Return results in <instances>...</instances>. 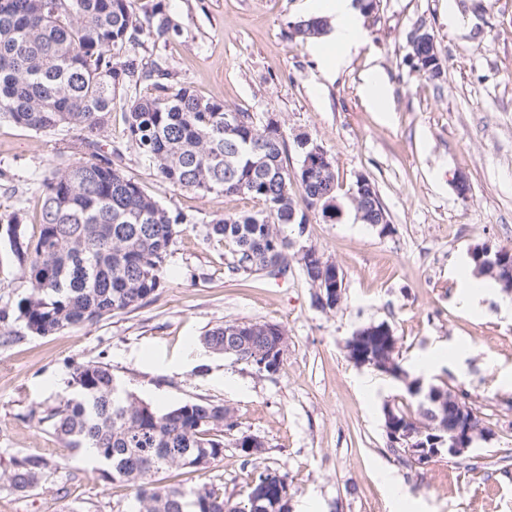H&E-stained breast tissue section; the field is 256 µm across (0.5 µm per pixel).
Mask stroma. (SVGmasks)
<instances>
[{
	"instance_id": "35a3bbf8",
	"label": "stroma",
	"mask_w": 512,
	"mask_h": 512,
	"mask_svg": "<svg viewBox=\"0 0 512 512\" xmlns=\"http://www.w3.org/2000/svg\"><path fill=\"white\" fill-rule=\"evenodd\" d=\"M178 24L167 43L145 41V60L163 58L176 80L199 95L247 112L276 116L297 172L296 137L308 134L332 158L342 214L289 227L294 248L314 247L343 274L336 309L315 304L297 258L285 278L242 285L226 275L222 241L205 235L213 219L261 209L247 196L181 191L127 146L122 113L101 136L102 152L123 150V173L169 211L194 215L171 247L166 284L148 303L93 324L0 347V512H129L133 487L101 475L39 419L71 397L74 364H108L136 397L166 407L204 401L229 408L224 454L204 477L172 468L164 484L191 489L205 480L235 500L252 472L236 447L251 435L262 465L288 477L290 512H512V312L499 297L468 313L460 278L477 244L512 248V0H377L363 19L366 42L347 67L325 75L306 43L291 38L304 0H138ZM425 24L443 76L431 80L410 60L408 36ZM380 69L390 113L362 97L369 69ZM81 156L72 130L35 132L0 120V219L19 214L40 229L38 186ZM366 176L389 227L360 224L352 200ZM467 194H458V180ZM228 322L279 324L288 337L281 372L260 374L206 349L205 332ZM388 323L405 369L428 361L426 384L469 394L491 436L471 452L473 469L439 459L407 465L389 449L383 407L418 403L397 381L355 366L345 342L361 327ZM18 454L60 462L30 493L3 474Z\"/></svg>"
}]
</instances>
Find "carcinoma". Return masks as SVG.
<instances>
[{
	"label": "carcinoma",
	"instance_id": "1",
	"mask_svg": "<svg viewBox=\"0 0 512 512\" xmlns=\"http://www.w3.org/2000/svg\"><path fill=\"white\" fill-rule=\"evenodd\" d=\"M179 33L161 10L137 11L135 0H0V119L35 132L73 129L85 158L53 170L40 185V231L26 232L14 217L0 226L9 260L29 284L16 303L0 307V346L28 336L52 335L135 308L163 288L171 246L193 216L164 208L141 183L102 156L101 132L122 110L127 143L171 186L224 196L247 195L264 205L255 213L216 218L206 237L224 240L229 281L259 273L272 278L288 268L293 245L288 226L309 223L305 210L290 219L294 182L286 163L282 128L257 125L246 112L175 81L161 63L138 55L141 37L167 43ZM148 84V96L129 91ZM336 174L311 170L302 191L306 210L336 219ZM314 288L336 284L332 267L306 261ZM205 347L254 366L267 347L258 328L241 337L236 323L208 331ZM367 353L398 361L384 341ZM74 394L41 418L66 447L90 452L102 474L137 488L133 512H283L285 476L254 466L249 490L235 503L206 483L187 492L156 486L152 477L170 468L204 474L224 452L228 411L212 403L160 408L116 388L111 369L78 363L68 381ZM418 416L455 425L454 408L418 403ZM52 465L41 456H16L9 487L25 493ZM263 498L260 508L252 505Z\"/></svg>",
	"mask_w": 512,
	"mask_h": 512
}]
</instances>
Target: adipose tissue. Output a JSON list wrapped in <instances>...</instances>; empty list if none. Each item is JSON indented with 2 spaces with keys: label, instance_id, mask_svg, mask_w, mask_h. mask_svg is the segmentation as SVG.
<instances>
[{
  "label": "adipose tissue",
  "instance_id": "adipose-tissue-1",
  "mask_svg": "<svg viewBox=\"0 0 512 512\" xmlns=\"http://www.w3.org/2000/svg\"><path fill=\"white\" fill-rule=\"evenodd\" d=\"M309 16L328 20L329 26L321 42L315 43L311 51L315 57H322L324 44L332 43L339 51L333 61V70L345 66L352 50L361 47L365 32L353 0H309Z\"/></svg>",
  "mask_w": 512,
  "mask_h": 512
}]
</instances>
